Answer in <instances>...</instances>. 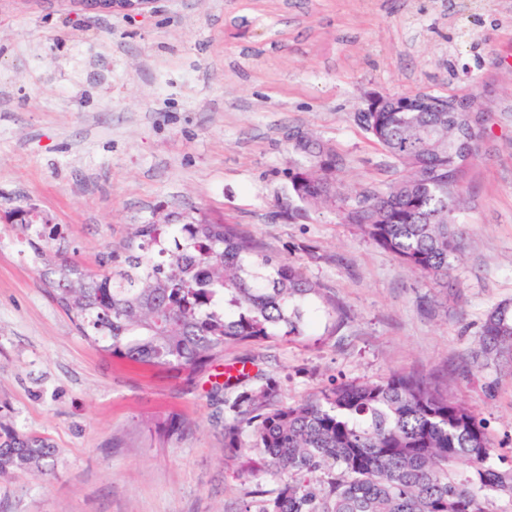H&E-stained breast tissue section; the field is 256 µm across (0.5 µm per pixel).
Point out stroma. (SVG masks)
Listing matches in <instances>:
<instances>
[{"label": "stroma", "instance_id": "obj_1", "mask_svg": "<svg viewBox=\"0 0 512 512\" xmlns=\"http://www.w3.org/2000/svg\"><path fill=\"white\" fill-rule=\"evenodd\" d=\"M156 0L126 17L0 0V214L30 202L98 271L133 227L196 207L320 282L348 319L224 351L188 376L115 359L45 291L41 257L0 221V406L50 439L52 477L0 480V512H238L269 489L224 457L213 373L240 359L294 404L332 383L430 379L512 459V360L473 361L512 301V0ZM471 96L487 132L464 177L454 288L414 275L342 213L275 219L310 131L375 191L398 170L356 124L371 94ZM184 429L167 431L169 416Z\"/></svg>", "mask_w": 512, "mask_h": 512}]
</instances>
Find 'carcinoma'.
<instances>
[{
    "mask_svg": "<svg viewBox=\"0 0 512 512\" xmlns=\"http://www.w3.org/2000/svg\"><path fill=\"white\" fill-rule=\"evenodd\" d=\"M358 126L399 168L385 190L363 196L346 218L410 271L446 287L466 227L457 198L448 112H358ZM288 168V220L349 199L336 181L342 161L306 133ZM25 239L54 258L43 273L49 297L77 331L106 354L191 375L233 345L300 336L336 302L293 264L260 253L232 224L189 211L178 224H139L122 263L78 269L58 224H22ZM512 305L486 317L477 357L488 366L512 355ZM245 369L215 382L224 397V456L275 487L254 491L243 512H512V464L495 462L475 411L427 379L393 374L333 384L298 403ZM56 449L0 414V478L53 469Z\"/></svg>",
    "mask_w": 512,
    "mask_h": 512,
    "instance_id": "1",
    "label": "carcinoma"
}]
</instances>
